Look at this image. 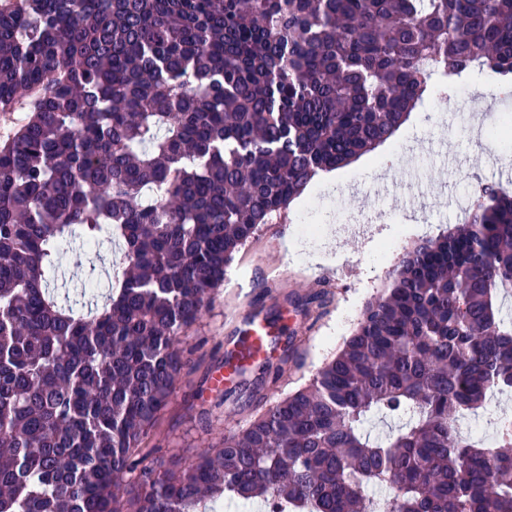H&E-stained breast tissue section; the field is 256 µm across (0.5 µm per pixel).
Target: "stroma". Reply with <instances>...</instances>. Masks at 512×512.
Listing matches in <instances>:
<instances>
[{
  "mask_svg": "<svg viewBox=\"0 0 512 512\" xmlns=\"http://www.w3.org/2000/svg\"><path fill=\"white\" fill-rule=\"evenodd\" d=\"M458 93L476 98L490 122L512 110V97L500 94L495 78L473 75ZM434 102L416 109L401 132L383 151L370 152L340 169L334 186L314 185L301 205L291 207L272 223L262 225L235 256L230 269L240 290L215 288L201 318L183 336L182 346H200V365L181 375L168 407L148 439L188 457L224 439L253 417L251 407L227 398L209 419H201L202 399L217 395L206 375L222 359L235 334L236 317L250 313L283 314L284 334L297 357V367L277 384L266 385L265 403H273L303 385L330 361L355 329L366 304L392 279L399 257H387L384 247L436 234L438 225L456 223L440 203L471 188L473 180L496 178L512 189V139L490 133L470 135L468 113H435ZM316 225L324 236H336L334 259L310 264L307 252L290 248L300 223ZM47 278L61 300L101 305L107 290L102 271L91 270L85 247L66 244L56 268ZM312 297V304L296 310L288 299Z\"/></svg>",
  "mask_w": 512,
  "mask_h": 512,
  "instance_id": "stroma-1",
  "label": "stroma"
}]
</instances>
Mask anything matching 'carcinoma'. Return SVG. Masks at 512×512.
I'll return each instance as SVG.
<instances>
[{
	"mask_svg": "<svg viewBox=\"0 0 512 512\" xmlns=\"http://www.w3.org/2000/svg\"><path fill=\"white\" fill-rule=\"evenodd\" d=\"M0 7V512H512V194L404 253L301 388L192 458L146 447L181 337L261 225L390 139L432 70L512 86V0H9ZM118 246L108 304L61 307L65 244ZM292 356L260 368L277 383ZM396 421L386 440L364 431ZM391 486L390 498L370 490Z\"/></svg>",
	"mask_w": 512,
	"mask_h": 512,
	"instance_id": "cac0c4a2",
	"label": "carcinoma"
}]
</instances>
